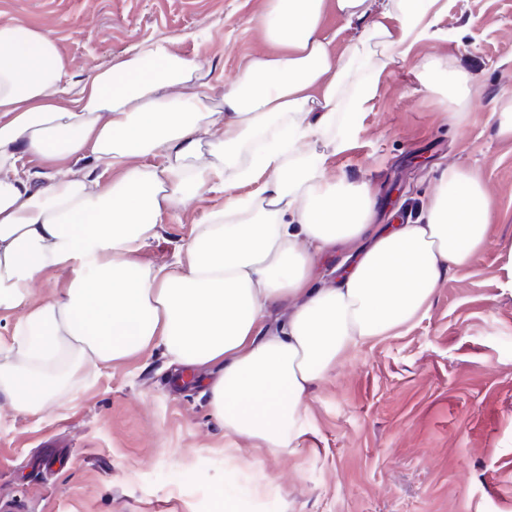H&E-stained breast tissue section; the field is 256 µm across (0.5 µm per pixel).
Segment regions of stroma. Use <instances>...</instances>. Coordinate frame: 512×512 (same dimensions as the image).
Returning <instances> with one entry per match:
<instances>
[{
	"label": "stroma",
	"instance_id": "stroma-1",
	"mask_svg": "<svg viewBox=\"0 0 512 512\" xmlns=\"http://www.w3.org/2000/svg\"><path fill=\"white\" fill-rule=\"evenodd\" d=\"M433 36L390 65L357 142L333 159L370 182L377 225L415 221L451 166L476 172L495 201L489 236L450 270L411 325L344 354L303 404L306 432L272 453L226 435L207 379L173 386L176 364L154 347L85 364L37 416L0 399V512H213L225 488L239 512H512V140L492 112L512 96V0H441ZM265 0H0V22L46 30L69 79L139 43L168 39L204 62L215 91L265 48ZM442 60L472 80L461 123L414 63ZM190 202L139 252L177 272L194 225L221 205ZM54 452L51 464L33 458Z\"/></svg>",
	"mask_w": 512,
	"mask_h": 512
}]
</instances>
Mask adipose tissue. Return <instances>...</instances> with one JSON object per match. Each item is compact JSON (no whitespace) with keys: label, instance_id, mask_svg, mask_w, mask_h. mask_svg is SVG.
I'll use <instances>...</instances> for the list:
<instances>
[{"label":"adipose tissue","instance_id":"1","mask_svg":"<svg viewBox=\"0 0 512 512\" xmlns=\"http://www.w3.org/2000/svg\"><path fill=\"white\" fill-rule=\"evenodd\" d=\"M438 2L267 0L268 49L225 86L220 110L197 88L200 63L168 41L74 84L50 33L0 23V309L26 307L41 274L73 272L16 324L0 397L36 414L60 393L64 355L114 362L160 344L178 364L216 366L210 405L227 434L291 448L306 395L338 357L415 321L487 240L494 201L465 168L449 167L419 221L377 229L371 186L331 164L387 66L430 38ZM330 13L363 25L342 55ZM210 192L224 204L196 224L179 273L138 260L157 224ZM343 242L358 243L354 261L313 284L321 254ZM281 305L287 318L269 325Z\"/></svg>","mask_w":512,"mask_h":512}]
</instances>
